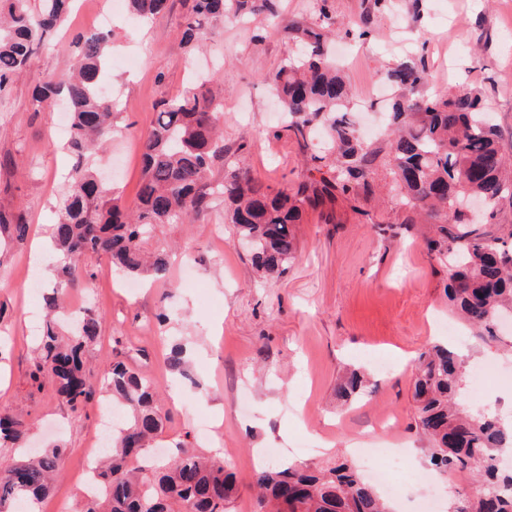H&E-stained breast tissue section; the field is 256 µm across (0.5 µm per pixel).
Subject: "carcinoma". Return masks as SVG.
Wrapping results in <instances>:
<instances>
[{
  "mask_svg": "<svg viewBox=\"0 0 512 512\" xmlns=\"http://www.w3.org/2000/svg\"><path fill=\"white\" fill-rule=\"evenodd\" d=\"M0 0V93L22 73L37 45L63 18L69 0ZM318 21L285 29L303 47L289 55L264 81L279 97L288 130L308 144L314 129L327 130L320 165L290 193L267 185L249 170L228 167L221 188L212 186L215 164L230 154L219 131L221 104L209 77L160 100L143 142V174L136 203L100 188L87 157L114 131L117 105L101 94L110 57V31L77 32L80 61L65 81L37 88L33 100L60 97L70 112L68 150L75 163L66 180L51 241L57 270L66 280L46 294V316L33 359L31 379L50 388L71 416H82L97 396L108 393L120 415L112 424V445L96 465L101 492L85 499L82 512H229L237 491L235 473L223 459L207 457L180 442L177 457L142 462L162 430L158 390L152 380L123 362L111 364L102 379L85 368L88 348L100 336L102 316L86 310L71 336L59 320L67 290L92 277L85 260L107 256L131 279L159 281L169 271L166 251H147L165 224H183L212 208L224 195L227 220L247 244L254 270L278 279L294 259L296 225L306 209L341 198L357 200L372 190L378 168L390 170L403 205L435 220L424 235L429 255L455 272L445 286L448 305L483 342L496 339L497 320L512 310V157L482 98L459 92L423 98L424 66L400 62L388 79L403 91L390 104L391 138L385 154L359 135L342 77L329 58L335 18L329 0H315ZM132 16L148 21L166 0H127ZM183 43L193 44L202 28L233 16L275 13L274 0H185ZM21 244L28 235L23 217L0 210V235ZM465 357L448 343L419 354L412 379L415 426L428 441L438 470L468 468L476 492L457 501L453 512H512V423L496 413H474L461 400ZM368 393L365 373L353 368L337 381L336 397L350 401ZM28 423L0 414V445L20 450ZM60 449L0 459V512H14L16 500L41 502L58 474ZM259 512H388L375 487L354 462L338 457L312 469L280 465L256 474Z\"/></svg>",
  "mask_w": 512,
  "mask_h": 512,
  "instance_id": "obj_1",
  "label": "carcinoma"
}]
</instances>
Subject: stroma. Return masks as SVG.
<instances>
[{"label": "stroma", "instance_id": "obj_1", "mask_svg": "<svg viewBox=\"0 0 512 512\" xmlns=\"http://www.w3.org/2000/svg\"><path fill=\"white\" fill-rule=\"evenodd\" d=\"M277 13L225 20L207 32L202 51L182 42V0L146 24H112L107 79L121 112L119 127L96 155L98 169H115L127 202L141 178L140 145L159 99L177 95L196 67L218 78L224 142L237 149L241 167L278 189L293 187L313 163L316 146L302 147L285 128L264 77L293 53L287 25L314 20L312 0H275ZM341 33L335 48L354 102H372L353 113L356 127L385 126L387 99L399 96L387 80L402 61L425 66L420 93L444 96L475 90L491 106L506 153L512 154V0H330ZM100 0H76L63 24L47 33L29 67L0 97V209L22 215L23 243L0 250V413L24 415L33 425L30 447L63 450L62 473L45 497L43 512H80L84 494L75 481L81 449L101 430L109 404L99 397L81 419H70L50 390L30 379L32 318L29 289L53 284L49 251L35 252L49 235L72 157L58 126L63 106L34 105L33 91L64 80L77 61L74 31L96 28ZM378 187L358 207L335 205L336 221L306 214L297 225L298 251L285 277L266 280L251 268L216 197L205 215L162 227L159 246H174L167 281L128 290L103 257L88 258L92 279L69 289V305L103 317L99 340L86 354L101 373L122 360L146 372L166 415L158 448L183 441L228 461L239 485L232 512H258L251 486L268 466L265 449L287 461L323 466L342 454L356 457L361 442L398 443L423 475V486L393 498L394 512H448L452 495H470L468 472L438 474L414 422L411 379L420 352L447 338L456 322L444 294L448 269L428 254L424 218L402 234L384 238L379 224L402 223L407 209L391 193L392 176L379 169ZM189 353V374L171 370L173 345ZM468 366L490 365L483 389L487 407L512 414V329L497 340L468 339ZM393 362L388 371L371 357ZM349 367L363 370L374 387L351 403L335 396L336 380ZM221 424L223 448H213L200 423Z\"/></svg>", "mask_w": 512, "mask_h": 512}]
</instances>
